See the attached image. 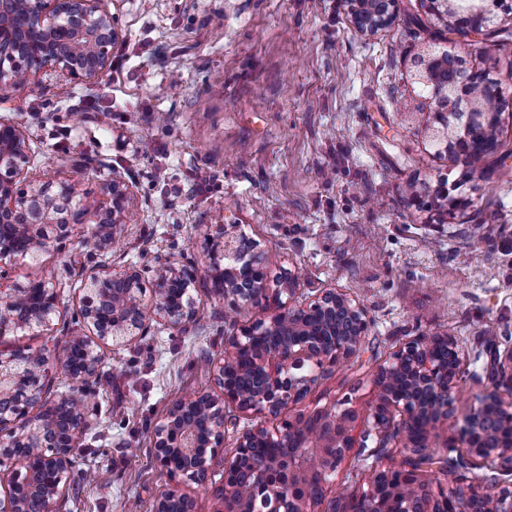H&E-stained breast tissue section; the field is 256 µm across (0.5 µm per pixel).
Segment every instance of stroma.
<instances>
[{
    "instance_id": "obj_1",
    "label": "stroma",
    "mask_w": 512,
    "mask_h": 512,
    "mask_svg": "<svg viewBox=\"0 0 512 512\" xmlns=\"http://www.w3.org/2000/svg\"><path fill=\"white\" fill-rule=\"evenodd\" d=\"M122 38L110 68L74 83L40 77L0 94V115L22 121L30 175L52 168L94 200L122 176L130 220L102 253L137 267L152 287L158 259L199 272L187 330L152 323L131 345L103 346L90 380L88 429L55 512H151L170 481L154 461L156 424L176 401L217 393L205 364L224 353L233 326L264 318L265 303L232 310L208 277L212 224L239 225L264 253L271 282L296 276L298 296L336 288L370 322L360 353L314 387L307 407L365 402L379 365L420 336L454 337L462 357L456 415L488 386L486 339L512 348V12L477 50L448 42L463 69L503 89L499 149L480 165L430 145L428 91L414 60L444 34L421 0H400L391 26L355 32L343 0H117ZM467 199L447 211L442 192ZM75 236L13 265L22 287L53 270L65 305L50 330L0 339V352L59 357L82 326L81 280L93 265Z\"/></svg>"
}]
</instances>
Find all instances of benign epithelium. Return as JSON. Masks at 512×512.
Here are the masks:
<instances>
[{
  "label": "benign epithelium",
  "instance_id": "1",
  "mask_svg": "<svg viewBox=\"0 0 512 512\" xmlns=\"http://www.w3.org/2000/svg\"><path fill=\"white\" fill-rule=\"evenodd\" d=\"M399 0H345L357 33L373 36L396 18ZM428 13L445 22L448 33L469 42L495 33L494 15L483 0H422ZM112 0H0V88L30 89L37 78L60 73L82 83L112 64L121 37L110 9ZM431 89V140L448 156L474 163L497 150L492 132L498 114L491 103L503 97L501 86L480 72H448V51L432 50L416 74ZM31 153L25 126L0 116V338L18 331L50 330L58 312L55 275L45 273L21 288H5L12 262L45 251L55 230L88 224L100 233L82 234L94 253L115 242L128 223L132 187L120 176L104 182L101 199L89 202L66 180L29 178ZM211 280L233 308L265 300L270 314L241 327L225 340L224 356L209 361L220 395H201L175 403L154 429V460L172 485L159 493L153 512H194L192 499L179 485H204L231 418L224 408L278 420L274 430L260 424L236 439L224 459V481L212 488L215 512H413L405 494L423 495L422 512H512V484L493 489L456 467L486 468L512 476V348L491 354V388L462 418L458 436L442 437L439 427L454 417V391L462 358L447 335L417 338L393 353L374 374L371 399L360 406L300 409L311 389L336 366L362 348L369 329L360 303L336 288L311 300H298L296 280L269 286L266 259L242 247L237 224H212ZM198 271L167 258L155 270L151 295L136 267L114 270L97 264L86 271L75 316L86 328L71 337L58 367L74 390L41 400L50 359L43 351L0 353V468L13 471L11 489L0 499V512H26L37 496L42 512H54L68 489L76 439L85 424L84 394L77 390L102 360L99 342L115 345L143 335L153 317L184 330L195 320L191 288ZM246 362L254 385L238 389L225 372ZM40 406V412L30 410ZM497 412L490 428L485 410ZM381 442L399 438L407 452L399 465H382L367 487L338 498L330 495L335 474L365 436ZM276 452L252 460L253 448ZM434 448H451L458 463L443 467L448 487L434 494L420 465ZM252 464V484L237 483L240 465ZM320 482L314 498L308 489Z\"/></svg>",
  "mask_w": 512,
  "mask_h": 512
}]
</instances>
